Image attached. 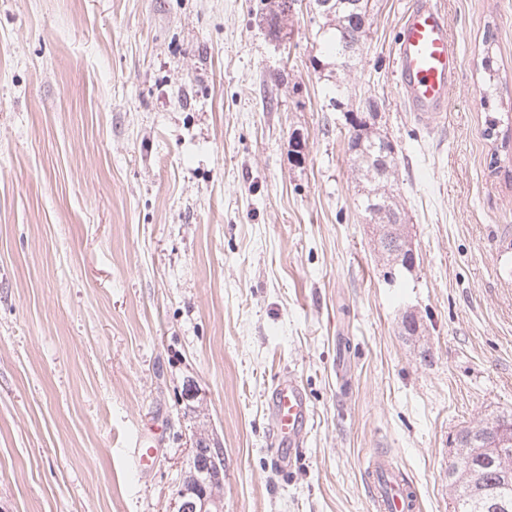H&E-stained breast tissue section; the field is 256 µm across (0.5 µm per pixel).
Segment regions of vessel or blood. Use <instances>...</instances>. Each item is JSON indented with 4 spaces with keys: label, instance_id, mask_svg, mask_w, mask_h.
<instances>
[{
    "label": "vessel or blood",
    "instance_id": "1",
    "mask_svg": "<svg viewBox=\"0 0 512 512\" xmlns=\"http://www.w3.org/2000/svg\"><path fill=\"white\" fill-rule=\"evenodd\" d=\"M394 61L398 85L412 114L422 122L440 119L455 89L461 59L445 14L437 0H412L401 24ZM268 407L273 433L282 450L304 445L312 408L295 378L277 383L271 390ZM137 470L148 469L156 454L153 441L145 436L131 443ZM375 512H409L416 492L411 483L386 457H375L367 468Z\"/></svg>",
    "mask_w": 512,
    "mask_h": 512
}]
</instances>
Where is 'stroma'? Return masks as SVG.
<instances>
[{
	"label": "stroma",
	"mask_w": 512,
	"mask_h": 512,
	"mask_svg": "<svg viewBox=\"0 0 512 512\" xmlns=\"http://www.w3.org/2000/svg\"><path fill=\"white\" fill-rule=\"evenodd\" d=\"M408 2L369 0L343 70L306 5L276 42L259 0H0V512H164L196 438L224 512H374L377 454L450 512L456 431L512 410V121L488 136L481 67L490 30L512 113V0H439L462 68L430 125L394 72ZM368 99L417 253L396 284L344 137ZM290 372L313 420L284 465ZM133 463L137 470L145 471L148 469L157 454L158 448L154 446L151 439L145 436H138L132 440Z\"/></svg>",
	"instance_id": "stroma-1"
}]
</instances>
